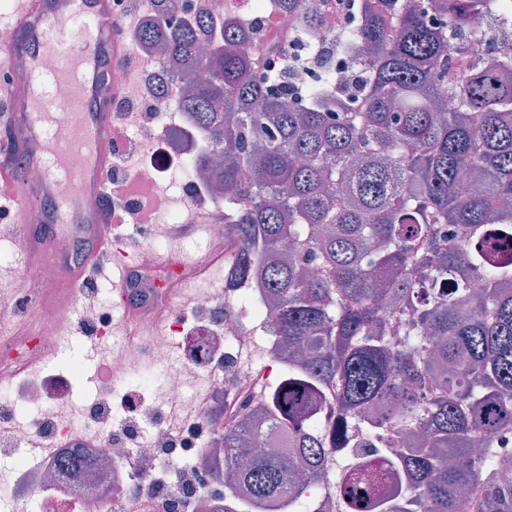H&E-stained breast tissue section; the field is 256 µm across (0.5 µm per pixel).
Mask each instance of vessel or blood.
<instances>
[{"mask_svg":"<svg viewBox=\"0 0 512 512\" xmlns=\"http://www.w3.org/2000/svg\"><path fill=\"white\" fill-rule=\"evenodd\" d=\"M115 18L112 0H70L59 11L56 0H18L8 42H0V93L13 102L11 122L0 130V150L23 156L42 169L36 183L17 180L11 168L0 164V197L15 200L11 234L22 236L29 253L49 252L58 267L62 296L79 287L88 267L112 250V221L102 209L107 173L112 166L116 131L112 121V88L103 79V60L121 54L112 40ZM84 68L74 71L73 58ZM54 59L44 69V59ZM69 88L56 102L58 86ZM78 184L71 193L70 184ZM45 205L50 236L37 237L25 212ZM81 236L86 248L80 260L70 253L71 239Z\"/></svg>","mask_w":512,"mask_h":512,"instance_id":"obj_1","label":"vessel or blood"}]
</instances>
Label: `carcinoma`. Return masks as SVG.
<instances>
[{"instance_id":"obj_1","label":"carcinoma","mask_w":512,"mask_h":512,"mask_svg":"<svg viewBox=\"0 0 512 512\" xmlns=\"http://www.w3.org/2000/svg\"><path fill=\"white\" fill-rule=\"evenodd\" d=\"M305 41L323 33L312 0H277ZM485 0H360L345 49L367 66L360 93L336 99L326 70L305 100L284 84L288 55L250 46L232 19L196 17L140 31L174 62L193 59L182 109L212 127L222 164L224 223L241 244L229 287L261 258L263 310L288 350V383L262 406L293 440L286 454L260 448L235 468L257 500H295L290 477L321 470L326 445L307 418L329 395L370 438L390 424L406 448L379 472L365 463L342 493L363 512H455L459 492L483 490L481 507L512 512V488L482 478L512 468L494 445L512 431V52L445 70L462 49L469 15ZM453 96L463 109L440 112ZM469 170L480 185L468 191ZM462 228L450 243L445 226ZM386 296L409 312L399 347ZM479 439L483 452H472ZM400 486L397 504L363 500L378 482Z\"/></svg>"}]
</instances>
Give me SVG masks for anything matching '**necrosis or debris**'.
Instances as JSON below:
<instances>
[{"instance_id":"obj_1","label":"necrosis or debris","mask_w":512,"mask_h":512,"mask_svg":"<svg viewBox=\"0 0 512 512\" xmlns=\"http://www.w3.org/2000/svg\"><path fill=\"white\" fill-rule=\"evenodd\" d=\"M355 0H332L324 10L327 28L313 47L288 42L290 80L306 91L323 68L336 73V92L352 89L356 68L342 38L357 23ZM124 0H113L120 24L115 35L140 60L138 70L113 67L107 79L126 97L142 103L123 121L133 131L136 154L128 161L126 193L140 213L132 221L143 232L125 241L137 253L131 281L146 303L164 307L158 318L136 320L134 339H122L121 323L103 318L94 327L104 376L89 380L82 355L60 360L69 339L62 329L78 314L83 289L67 305L40 309L23 295L0 297V319L26 313L28 325L11 343L0 345V375L20 366L28 373L0 391V512H289L281 500L257 502L246 490L224 482V460H245L255 446L284 448L288 436L262 430L258 445L225 449V428L259 422L265 390L285 381L286 358L260 309V276L241 287H225L231 263L240 254L226 224L200 228L207 246L203 259L173 261L170 235L185 210L223 212V197L188 171V155L211 156L215 148L206 129L182 112L186 65L172 64L146 48L142 27L159 19L177 23L200 14H229L230 0H164L157 15L153 0H143L137 23L123 19ZM469 27L483 47L512 46V0H489ZM159 389L160 401L143 404L144 429L136 441L109 434L126 417L122 401ZM82 450L85 464L62 472L58 459ZM402 451L387 436L365 447L359 434L343 448L328 449L326 467L312 477V497L304 512H341L345 504L336 476L358 465L391 463ZM189 469L192 485L177 476Z\"/></svg>"}]
</instances>
